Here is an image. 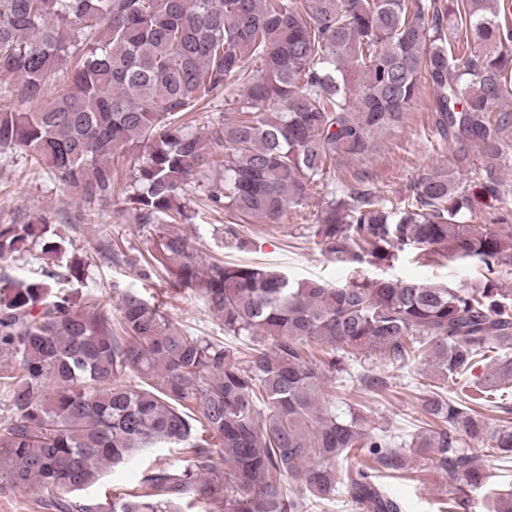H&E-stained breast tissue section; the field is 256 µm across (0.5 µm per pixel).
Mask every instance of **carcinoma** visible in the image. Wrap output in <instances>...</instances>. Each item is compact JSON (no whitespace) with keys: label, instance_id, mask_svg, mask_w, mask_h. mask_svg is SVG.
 Segmentation results:
<instances>
[{"label":"carcinoma","instance_id":"carcinoma-1","mask_svg":"<svg viewBox=\"0 0 512 512\" xmlns=\"http://www.w3.org/2000/svg\"><path fill=\"white\" fill-rule=\"evenodd\" d=\"M0 156L49 168L89 205L112 204L147 233L148 255L115 240L48 280L0 277V389L11 416L0 431V493L35 492L49 512H302L341 499L352 512H406L379 481H421L429 457L455 490L441 512H475L487 484L482 451L512 461V428H490L470 402L512 382V356L490 375L473 368L512 349V227L466 217L512 192V23L491 0H0ZM431 91L428 142L448 166L416 174L392 201L359 169L422 88ZM232 117L202 136L185 121L218 94ZM220 151H214V148ZM204 177L224 238L275 224L336 182L314 213L320 252L353 269L445 251L477 261L483 281L292 280L253 263L204 259L173 225L192 219L179 190ZM49 217L0 224V259L44 241L66 253ZM170 275L197 290L241 351L176 325L163 303L126 291L112 311L55 287L81 281L94 256ZM322 348L316 358L311 347ZM361 354L431 367L417 397L422 426L406 438L366 434L362 415L336 407L328 375ZM374 396L387 380L357 374ZM471 440L478 448H465ZM154 459L139 487L90 493L104 469ZM368 449V461H342ZM512 512V485L487 495Z\"/></svg>","mask_w":512,"mask_h":512}]
</instances>
